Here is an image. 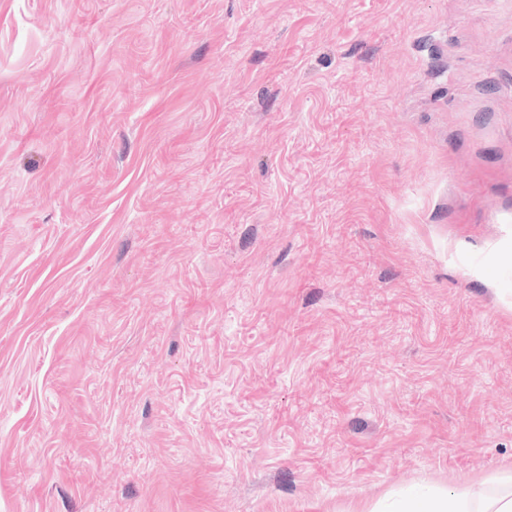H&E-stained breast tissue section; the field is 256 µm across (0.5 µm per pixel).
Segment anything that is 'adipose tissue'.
Instances as JSON below:
<instances>
[{
  "mask_svg": "<svg viewBox=\"0 0 512 512\" xmlns=\"http://www.w3.org/2000/svg\"><path fill=\"white\" fill-rule=\"evenodd\" d=\"M493 484L488 492L469 485L449 495L411 491L391 503L373 505L370 512H512V474L495 476Z\"/></svg>",
  "mask_w": 512,
  "mask_h": 512,
  "instance_id": "adipose-tissue-1",
  "label": "adipose tissue"
}]
</instances>
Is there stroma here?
Segmentation results:
<instances>
[{
    "label": "stroma",
    "instance_id": "35a3bbf8",
    "mask_svg": "<svg viewBox=\"0 0 512 512\" xmlns=\"http://www.w3.org/2000/svg\"><path fill=\"white\" fill-rule=\"evenodd\" d=\"M506 469L512 0H0V512Z\"/></svg>",
    "mask_w": 512,
    "mask_h": 512
}]
</instances>
